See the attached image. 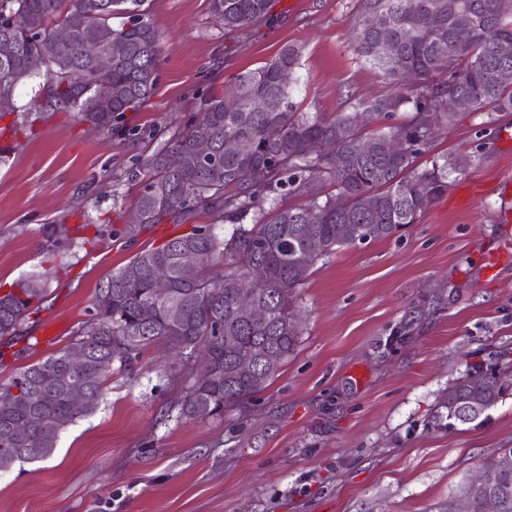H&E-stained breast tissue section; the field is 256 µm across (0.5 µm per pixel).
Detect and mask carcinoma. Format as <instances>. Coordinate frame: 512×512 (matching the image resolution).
Instances as JSON below:
<instances>
[{"label":"carcinoma","mask_w":512,"mask_h":512,"mask_svg":"<svg viewBox=\"0 0 512 512\" xmlns=\"http://www.w3.org/2000/svg\"><path fill=\"white\" fill-rule=\"evenodd\" d=\"M144 0H0V40L16 45L13 59L0 60V96H15L24 81L43 77L49 90L42 112H77L92 125L124 129L125 113L136 111L152 95L161 63V36L143 9ZM210 13L232 32L269 15L270 0H210ZM119 15L127 22L114 28ZM465 23L469 42L455 44L453 30ZM66 26L72 39L61 58L54 33ZM106 29L124 43L112 68L100 70L83 52L89 37ZM392 38L402 66L413 81L392 66L379 46ZM350 37L357 54L387 77L392 93L360 100L349 112L326 116L299 112L293 92L299 82L301 50L284 46L263 66L239 74L222 96L201 98L199 119L167 140L146 160L148 178L141 190L140 223L125 225L130 235L146 224L182 225L199 209L232 226L223 235L195 225L160 247L141 251L129 263L140 270L127 276L120 268L99 288L92 328L78 333L76 344L88 350L73 367L68 349L28 365L5 382L0 393L13 394L14 404L0 410V456L44 460L56 448L60 433L78 418L94 413L112 365L132 366L140 352L163 343L180 357L170 366L176 374L191 368L200 348L210 357L211 371L195 376L181 399V415L189 419L221 415L263 391L295 351L301 336L292 318L298 288L317 261L341 249L394 237L415 224L429 203L448 187L456 164L434 159L423 169L418 157L438 132L453 120L448 101L469 99L473 112H512V58L502 60L498 46L512 42V0H355ZM112 99V111L99 112L94 100ZM236 96L239 109L227 112L224 100ZM267 101L252 109L255 98ZM407 108L410 122L387 132L363 134L374 115ZM403 136L409 152L388 157L373 151L359 154V140L377 142ZM204 138L211 153L202 157L196 143ZM246 144L245 155L228 153L225 142ZM325 142L335 152L321 151ZM335 193L321 196L319 186ZM283 194L308 197L304 208L278 206ZM186 250L196 252L199 267L182 262ZM261 265L267 279H250ZM168 273V292L155 291L154 273ZM32 272L0 293V341L4 347L24 337V327L47 295L46 284ZM244 294L257 298L264 317L243 321L237 304ZM260 348L278 357L272 369L246 371L236 352ZM80 381L86 401L73 407L67 386ZM477 399L492 408L508 389L492 384L487 371H466L440 398L434 424L449 429L448 395ZM504 508L512 512V472L499 477Z\"/></svg>","instance_id":"cac0c4a2"}]
</instances>
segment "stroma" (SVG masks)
<instances>
[{"instance_id":"obj_1","label":"stroma","mask_w":512,"mask_h":512,"mask_svg":"<svg viewBox=\"0 0 512 512\" xmlns=\"http://www.w3.org/2000/svg\"><path fill=\"white\" fill-rule=\"evenodd\" d=\"M162 35L157 86L127 132L79 118L36 116L42 80L21 84L11 152L0 163V287L32 272L47 282L27 329L35 344L0 360V382L75 340L96 292L144 249L179 235L171 224L122 232L144 160L197 116L199 94L285 45L302 50L294 100L344 112L392 87L354 51V0H272L269 19L235 32L209 0H146ZM459 164L449 186L400 240L318 261L300 288L295 352L246 408L187 419L185 378L166 348L114 370L98 410L63 430L47 459L0 471V512H450L486 463L512 448V396L478 420L434 425L441 395L467 367L512 364V112H457L418 159ZM56 324V338L44 328Z\"/></svg>"}]
</instances>
